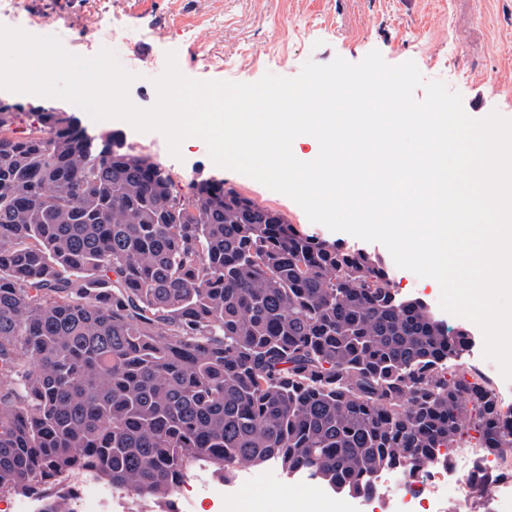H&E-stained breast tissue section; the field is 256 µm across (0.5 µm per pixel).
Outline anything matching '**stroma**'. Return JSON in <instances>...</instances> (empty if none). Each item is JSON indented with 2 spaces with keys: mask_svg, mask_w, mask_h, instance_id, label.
I'll use <instances>...</instances> for the list:
<instances>
[{
  "mask_svg": "<svg viewBox=\"0 0 512 512\" xmlns=\"http://www.w3.org/2000/svg\"><path fill=\"white\" fill-rule=\"evenodd\" d=\"M31 34L59 36L65 49L83 57L112 49L136 78L128 95L140 108L156 101L154 78L175 52L181 73L202 81L253 83L265 74H299L311 61L335 57L356 64L379 51L391 65L414 61L424 80H439L462 97L465 112L481 119L491 112L512 117V0H28ZM90 134L111 132L126 144H141L168 170L178 192L193 178L221 179L258 204L280 212L288 223L340 243L356 237L310 222L289 197L238 172L217 167L205 142L189 138L179 156L158 132H139L129 123L78 114ZM381 258L398 293L425 302L436 318L457 329L463 318L439 306L440 287L395 265L388 250L367 243ZM314 480L284 475L271 464L240 470L221 485L211 467L194 468L176 497L179 512H287L317 490ZM79 499H96L112 512H160L158 504L127 492L106 494L101 483L78 485Z\"/></svg>",
  "mask_w": 512,
  "mask_h": 512,
  "instance_id": "35a3bbf8",
  "label": "stroma"
}]
</instances>
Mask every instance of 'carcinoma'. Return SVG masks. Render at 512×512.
Returning a JSON list of instances; mask_svg holds the SVG:
<instances>
[{"label":"carcinoma","mask_w":512,"mask_h":512,"mask_svg":"<svg viewBox=\"0 0 512 512\" xmlns=\"http://www.w3.org/2000/svg\"><path fill=\"white\" fill-rule=\"evenodd\" d=\"M0 104V493L73 512L76 476L167 505L207 463L268 462L354 496L476 433L498 397L382 260L222 182L175 190L123 138Z\"/></svg>","instance_id":"carcinoma-1"}]
</instances>
